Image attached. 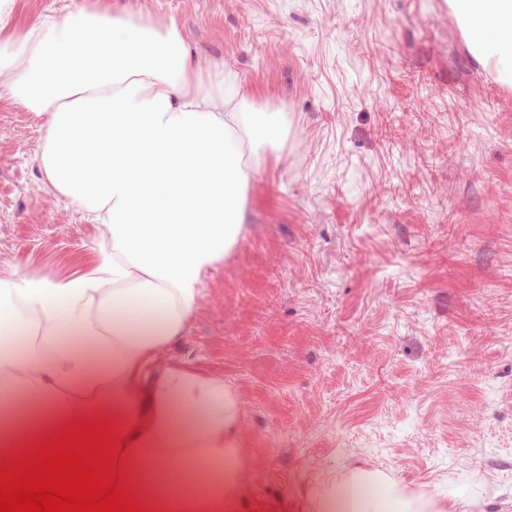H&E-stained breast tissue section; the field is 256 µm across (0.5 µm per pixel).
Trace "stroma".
<instances>
[{"label":"stroma","instance_id":"obj_1","mask_svg":"<svg viewBox=\"0 0 512 512\" xmlns=\"http://www.w3.org/2000/svg\"><path fill=\"white\" fill-rule=\"evenodd\" d=\"M98 6L175 22L288 123L168 353L236 393L250 512L355 466L512 512V87L446 0ZM43 125L0 88V271L64 277L100 229L42 173Z\"/></svg>","mask_w":512,"mask_h":512}]
</instances>
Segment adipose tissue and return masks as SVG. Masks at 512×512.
<instances>
[{
    "label": "adipose tissue",
    "instance_id": "adipose-tissue-1",
    "mask_svg": "<svg viewBox=\"0 0 512 512\" xmlns=\"http://www.w3.org/2000/svg\"><path fill=\"white\" fill-rule=\"evenodd\" d=\"M448 7L476 58L512 85V0ZM13 11L0 0V86L43 116L42 171L98 224L100 242L96 260L67 277L0 274V445L17 456L66 423L108 420L140 506L248 512L237 395L164 354L244 230L246 188L284 135L281 115L254 109L235 74L204 71L176 24L70 0L17 31ZM306 508L447 505L355 467L312 489Z\"/></svg>",
    "mask_w": 512,
    "mask_h": 512
}]
</instances>
